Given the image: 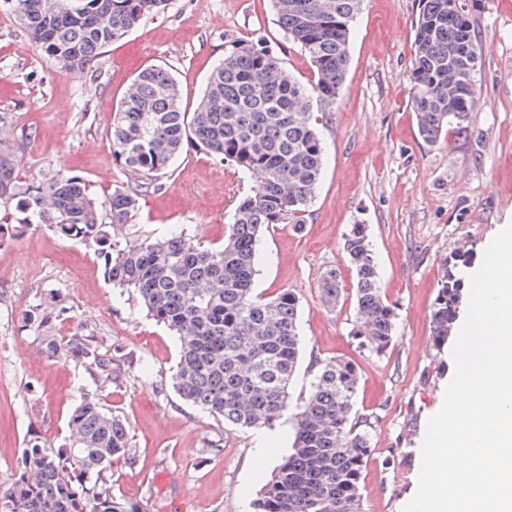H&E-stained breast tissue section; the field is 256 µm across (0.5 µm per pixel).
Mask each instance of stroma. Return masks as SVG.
I'll return each mask as SVG.
<instances>
[{
  "label": "stroma",
  "instance_id": "35a3bbf8",
  "mask_svg": "<svg viewBox=\"0 0 512 512\" xmlns=\"http://www.w3.org/2000/svg\"><path fill=\"white\" fill-rule=\"evenodd\" d=\"M418 0H362L350 34L345 85L320 127L326 162L303 230L279 224L258 245L257 293L299 299L302 348L289 387L307 395L321 362L355 363L353 416L372 439L360 484V512H401L417 487L420 445L453 376L450 348L436 349L431 311L442 263L457 251L480 266L487 244L512 222V0H479L475 34L483 55L469 131L449 129L434 148L418 135L409 75ZM263 44L298 77L310 65L280 28L272 0H169L113 42L81 74L63 73L30 41L10 0H0V145L10 149L19 187L79 176L96 200L115 187L140 209L117 228L118 242L152 241L180 225L220 244L253 177L219 157L185 148L167 174L149 180L112 152L113 114L137 74L170 68L185 102H195L228 42ZM364 224L387 299L393 340L382 355L359 348L350 303L336 310L318 285L336 271L352 290L343 250ZM63 308L54 334L94 337L117 380L89 373L68 354L49 356L32 311ZM177 336L148 315L133 292L112 286L94 245L32 224L0 242V485L17 474L27 442L69 447L68 419L91 399L118 414L136 448L107 472L114 494L144 512H253V502L292 447L291 419L268 434L266 459L244 432L183 401L172 377Z\"/></svg>",
  "mask_w": 512,
  "mask_h": 512
}]
</instances>
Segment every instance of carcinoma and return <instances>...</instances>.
<instances>
[{
    "mask_svg": "<svg viewBox=\"0 0 512 512\" xmlns=\"http://www.w3.org/2000/svg\"><path fill=\"white\" fill-rule=\"evenodd\" d=\"M36 46L66 74L81 73L102 50L123 38L167 0H11ZM361 0H273L288 40L305 52L310 76L301 80L265 46L232 42L211 71L189 112L178 80L164 67L142 72L114 113L110 139L115 157L149 177L167 173L185 147L201 148L256 175L239 202L224 243L206 246L173 230L154 241L123 247L112 228L138 211L137 195L122 187L97 203L78 176H59L18 191L13 158L0 147V204L16 202L24 223L44 224L68 239L96 246L112 285L134 290L150 315L175 333L180 355L174 387L187 402L244 431L275 425L291 413L292 452L273 472L254 512H359L360 482L371 452L368 432L351 414L359 374L354 363H320L308 395L292 405L289 385L300 352L298 298L284 291L268 299L255 293L257 243L262 228L306 223L325 148L310 111L339 98L349 66V37ZM415 64L409 80L422 141L438 145L448 126L467 129L477 90L473 74L483 48L469 12L455 0H419ZM354 271L351 335L374 354L393 339L395 311L386 299L365 224L344 238ZM461 256L444 259V274L431 313L432 340L442 348L456 322L465 288ZM319 299L334 309L343 299L336 273L319 283ZM60 313L37 309L50 356L67 353L88 370L112 376L97 342L75 336L62 344L52 335ZM68 451L31 440L19 478L0 488V512H144L112 493L105 478L112 461L134 458L123 420L85 400L69 420Z\"/></svg>",
    "mask_w": 512,
    "mask_h": 512,
    "instance_id": "carcinoma-1",
    "label": "carcinoma"
}]
</instances>
